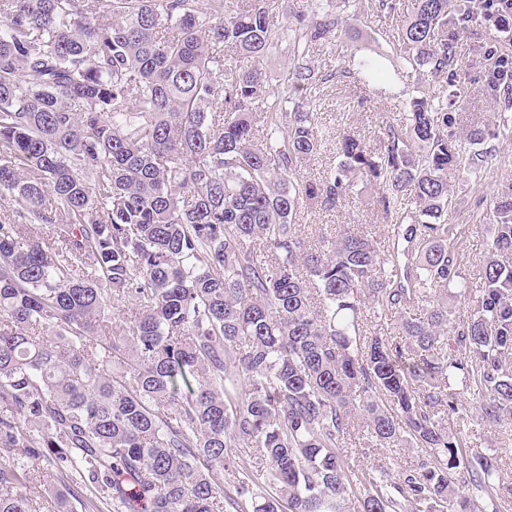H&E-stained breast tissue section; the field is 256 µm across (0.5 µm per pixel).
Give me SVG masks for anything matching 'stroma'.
I'll return each mask as SVG.
<instances>
[{
	"instance_id": "1",
	"label": "stroma",
	"mask_w": 512,
	"mask_h": 512,
	"mask_svg": "<svg viewBox=\"0 0 512 512\" xmlns=\"http://www.w3.org/2000/svg\"><path fill=\"white\" fill-rule=\"evenodd\" d=\"M398 11L380 10L373 0H352L348 9L347 31L339 35L336 45L322 44L311 48L307 61L316 72L337 71L336 79L323 86L317 106V125L323 135L318 154L302 169L307 178H317L336 167L337 130L348 128L359 133L371 147H378L387 122L405 112L406 102L414 96L434 95L447 84H454L460 100L452 112L458 140L478 126L493 121L502 111L505 98L492 94L483 84L481 73L487 66L480 48L489 41V31L481 19H473L467 34L459 41L457 56L460 68L455 81L447 77H418L411 66L391 73L384 84L363 85L350 68L354 59L368 55L391 63L402 40L404 13L411 0H399ZM512 183V161L492 163L480 169H452L448 172V190L456 205L448 215L454 224L466 225L467 231L458 244V262L464 277L475 280L487 251L490 205L498 187ZM302 222L308 237H316L319 228L338 224H360L377 228L379 221L369 199L356 200L333 211L317 207L303 209ZM469 453L493 455L502 460L501 478L512 485V426L489 428L472 425L466 429Z\"/></svg>"
}]
</instances>
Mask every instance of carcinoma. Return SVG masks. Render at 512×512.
Listing matches in <instances>:
<instances>
[{"instance_id":"cac0c4a2","label":"carcinoma","mask_w":512,"mask_h":512,"mask_svg":"<svg viewBox=\"0 0 512 512\" xmlns=\"http://www.w3.org/2000/svg\"><path fill=\"white\" fill-rule=\"evenodd\" d=\"M335 8L0 0V448L22 451L0 463V512H43L42 466L79 476L50 512H478L466 487L512 494L460 430L512 425V186L470 297L448 242V170L489 163L512 116L466 155L455 93L414 97L380 148L344 130L336 168L300 176L332 78L304 59L336 41ZM467 28L452 0H413L398 59L451 78ZM287 30L274 93L258 63ZM360 185L384 234L306 240L303 206ZM391 314L394 336L364 330ZM387 448L416 464L360 466Z\"/></svg>"}]
</instances>
